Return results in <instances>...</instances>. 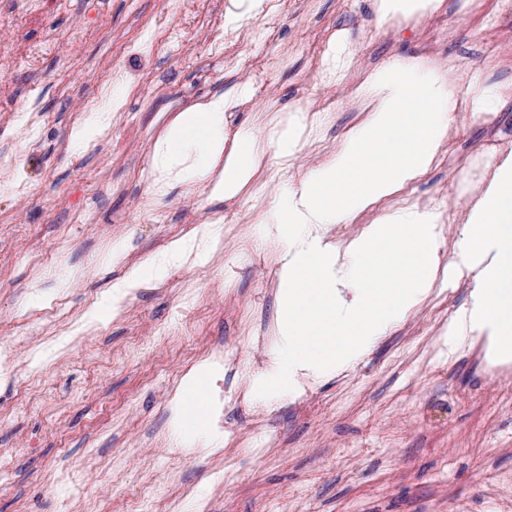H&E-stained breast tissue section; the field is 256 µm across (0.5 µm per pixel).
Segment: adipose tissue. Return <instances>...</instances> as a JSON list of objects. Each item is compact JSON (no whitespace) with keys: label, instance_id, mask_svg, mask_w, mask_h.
Here are the masks:
<instances>
[{"label":"adipose tissue","instance_id":"adipose-tissue-1","mask_svg":"<svg viewBox=\"0 0 512 512\" xmlns=\"http://www.w3.org/2000/svg\"><path fill=\"white\" fill-rule=\"evenodd\" d=\"M370 97L363 121L335 152L272 207L282 269L278 325L285 343L270 375L254 380L265 398L291 393L300 376L322 374L359 359L430 289L439 265L438 214L420 208L379 218L346 252L325 244L312 225L348 224L374 203L417 178L434 161L456 109L454 79L411 61L393 60L362 85ZM225 102L217 97L176 113L154 147L157 168L187 185L206 183L217 197L248 191L261 161L253 131L227 134ZM185 242L166 258L147 256L129 267L113 295L87 314L93 327L109 321L132 290L162 280L181 260ZM463 249L472 259L475 297L467 321L487 332L500 355L512 356V152L501 161L469 213ZM207 369L190 374L173 419L182 433L209 425L208 403L191 392Z\"/></svg>","mask_w":512,"mask_h":512}]
</instances>
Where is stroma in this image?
<instances>
[{"label": "stroma", "mask_w": 512, "mask_h": 512, "mask_svg": "<svg viewBox=\"0 0 512 512\" xmlns=\"http://www.w3.org/2000/svg\"><path fill=\"white\" fill-rule=\"evenodd\" d=\"M169 13L173 38L161 50L136 53L133 37ZM251 0H0V41L13 56L0 73V116L27 106L41 115L39 141L0 167V337L13 341L16 365L0 377V512H56L72 497L76 512H137L159 495L178 501L176 512H197L210 496L211 512H512V381L494 378L458 349L470 330L464 313L472 279L457 254L466 216L457 188L477 199L469 180L475 159L512 143V7L480 0L476 8L442 0L435 15L380 22L377 0H285L267 34L241 39V18L257 15ZM493 25L490 45L478 33ZM84 31L73 42L74 27ZM222 29L230 57L207 48ZM351 51L346 84L319 85V48ZM286 64L263 77L270 46ZM422 59L455 66V111L448 138L432 166L396 195L331 225L338 249L390 210L423 197L440 215L437 277L423 301L354 363L303 378L307 408L294 396L252 398L239 413L234 395L270 372L281 339V271L272 252L258 247L257 219L268 212L286 179L316 167L361 121L358 89L388 60ZM493 100L480 105V91ZM321 109L316 137L289 159L267 146L256 174L263 189L233 199L207 185L186 189L168 180L153 195L143 179L153 167V144L170 115L224 97L227 133L249 128L265 137L273 116L293 110L301 95ZM91 105L98 129L76 135L74 116ZM495 115V125L479 121ZM17 182L31 188L21 198ZM88 209L91 224L75 222ZM227 218L223 253L207 264L178 263L158 282L138 289L127 312L78 338L67 352L42 340L40 309L57 296L88 314L112 292L126 263L164 257L173 240L204 213ZM69 250L57 256L59 239ZM203 300L198 322L184 326L177 308L183 290ZM224 352L212 377L224 382V423L243 438L221 458L203 454L207 439L182 456L171 453L174 396L188 369L168 344L153 343L151 360L136 351L156 329ZM45 404L32 407L29 394ZM120 457V469L109 468ZM78 465V488L59 484L57 468ZM224 484L213 491L210 473Z\"/></svg>", "instance_id": "1"}]
</instances>
